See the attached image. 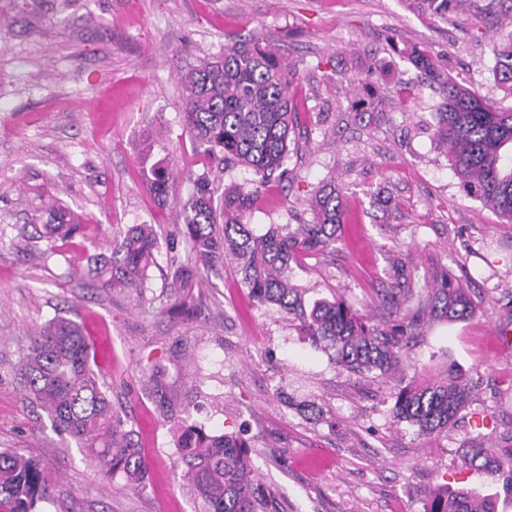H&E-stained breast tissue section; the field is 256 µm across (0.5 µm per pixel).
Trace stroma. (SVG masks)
Instances as JSON below:
<instances>
[{
  "label": "stroma",
  "instance_id": "35a3bbf8",
  "mask_svg": "<svg viewBox=\"0 0 512 512\" xmlns=\"http://www.w3.org/2000/svg\"><path fill=\"white\" fill-rule=\"evenodd\" d=\"M1 16L0 217L26 224L43 186L86 218L49 258L35 239L0 243V450L35 457L50 475L39 512H194L176 448L185 421L250 442L271 512H424L443 487L495 496L497 512H512V494L461 457L478 434L512 446V346L495 334L512 322V223L467 193L436 150L439 89L398 55L427 48L455 81L510 107L494 68L512 0H466L445 16L421 0H0ZM256 37L298 67L300 136L288 178L256 203L253 230L310 220L325 178L344 189L335 252L304 260L296 283L386 322L374 297L397 250L422 269L446 265L481 301L474 317L432 324L405 351L403 380L451 369L469 378L472 401L447 434L396 421L395 382L339 370L283 315L253 307L232 265L203 272L193 307L174 309L170 268L185 241L160 251L141 300L69 273L70 261L110 253L128 225L173 223L189 172L207 163L179 122L178 74ZM373 60L381 72L369 86L349 85ZM157 162L169 172L165 209L143 183ZM58 317L94 343L112 405L151 463L144 492L104 479L24 397L16 371L30 331ZM298 387L324 419L288 404Z\"/></svg>",
  "mask_w": 512,
  "mask_h": 512
}]
</instances>
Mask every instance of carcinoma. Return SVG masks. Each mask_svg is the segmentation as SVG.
I'll return each instance as SVG.
<instances>
[{
    "label": "carcinoma",
    "instance_id": "1",
    "mask_svg": "<svg viewBox=\"0 0 512 512\" xmlns=\"http://www.w3.org/2000/svg\"><path fill=\"white\" fill-rule=\"evenodd\" d=\"M406 55L424 79L443 88L432 136L463 188L512 223V154L507 152L512 146V109L458 84L437 68L427 49L414 47ZM495 74L512 91V34L499 46ZM297 80L296 67L260 40L227 45L221 54L181 71L185 106L180 123L196 152L218 166L192 174V191L179 205L173 229L128 226L112 239L111 257L100 266H87V273L102 288L141 298L160 238L173 241L182 234L190 251L187 262L175 266L171 282L179 289V307L194 303L190 288L195 273L229 260L258 307L287 316L339 369L385 382L399 370L408 341L429 320L466 319L479 303L448 267L432 265L420 282L406 255L395 251L387 253L386 288L377 296L380 305L398 314L395 323H374L342 298L307 299V290L293 281L292 264L336 250V228L344 219L342 188L333 180L322 183L311 201L312 220L294 228L272 224L257 234L248 221L261 188L288 176L285 164L298 125L292 97ZM227 165L245 167L253 178L224 187ZM143 177L155 203L167 206V169L155 164ZM31 224L41 225V238L52 250L82 228L79 215L51 197L34 211ZM94 358L93 346L77 324L61 319L37 328L20 364L25 397L47 413L59 434L83 449L103 477L120 474L133 489L142 490L147 465L133 430L114 410L93 370ZM471 395L470 382L456 371L414 379L398 388L393 417L421 435L446 433ZM178 453L195 512H270L271 495L257 479L243 438L184 424ZM462 456L465 464L498 477L512 493V448H487L473 437ZM49 487L36 460L0 450V505H7L9 512H37ZM424 512H496V505L491 495L440 489L428 498Z\"/></svg>",
    "mask_w": 512,
    "mask_h": 512
}]
</instances>
